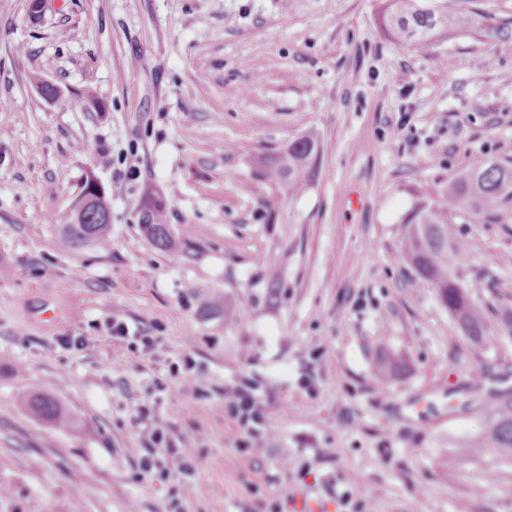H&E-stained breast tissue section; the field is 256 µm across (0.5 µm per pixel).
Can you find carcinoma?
<instances>
[{"label":"carcinoma","instance_id":"obj_1","mask_svg":"<svg viewBox=\"0 0 512 512\" xmlns=\"http://www.w3.org/2000/svg\"><path fill=\"white\" fill-rule=\"evenodd\" d=\"M380 24L397 39L416 43L431 39L450 26L466 28L471 19L448 15L447 0H385ZM257 174L294 195L313 184L319 175V141L304 134L288 146L257 161ZM431 201L416 206L404 219L405 255L417 277L430 284L455 321L459 333L477 339L484 335L485 318L468 288L456 277L455 268L467 250V243L454 228L455 217L477 218L487 224L512 220V159H483L455 176L447 184L428 192ZM141 230L159 250L169 251L175 242L165 220V207L147 195L142 201ZM111 212L106 198L87 210L81 223L63 224L62 239L72 248L104 247L109 242ZM29 410L50 422L63 424L68 414L53 399L33 395ZM478 407L485 414L482 435L460 444V453L487 448L512 456V394L500 392L488 402L471 399L466 408Z\"/></svg>","mask_w":512,"mask_h":512}]
</instances>
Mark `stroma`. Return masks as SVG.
Here are the masks:
<instances>
[{"instance_id": "stroma-1", "label": "stroma", "mask_w": 512, "mask_h": 512, "mask_svg": "<svg viewBox=\"0 0 512 512\" xmlns=\"http://www.w3.org/2000/svg\"><path fill=\"white\" fill-rule=\"evenodd\" d=\"M28 3L0 0V512H269L287 484L282 512L360 489L373 512H512V458L458 451L485 424L465 402L512 392V223L455 222L477 340L403 240L429 188L512 157V0H448L471 27L420 45L384 34L382 0ZM309 132L315 183L256 177ZM89 174L111 238L74 250L59 226ZM149 192L177 251L140 229ZM242 381L274 411L256 456L224 412ZM157 427L162 480L139 467ZM27 407L33 414L47 421L60 424L68 421V414L61 405L53 399L33 395L27 400Z\"/></svg>"}]
</instances>
